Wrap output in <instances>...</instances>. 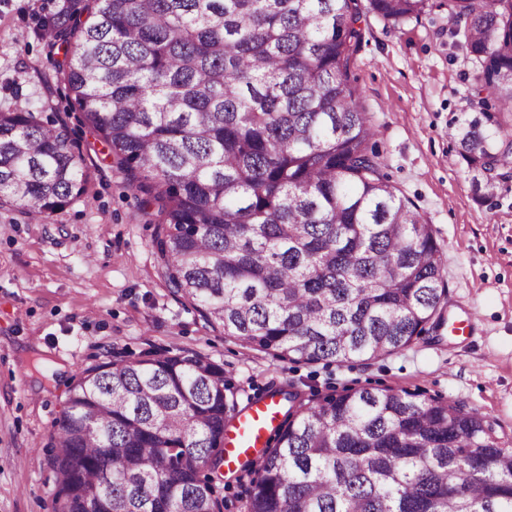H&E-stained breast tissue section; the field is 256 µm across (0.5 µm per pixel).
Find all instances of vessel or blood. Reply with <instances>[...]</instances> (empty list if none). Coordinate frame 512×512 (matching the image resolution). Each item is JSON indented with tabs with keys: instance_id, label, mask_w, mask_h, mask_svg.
<instances>
[{
	"instance_id": "obj_1",
	"label": "vessel or blood",
	"mask_w": 512,
	"mask_h": 512,
	"mask_svg": "<svg viewBox=\"0 0 512 512\" xmlns=\"http://www.w3.org/2000/svg\"><path fill=\"white\" fill-rule=\"evenodd\" d=\"M279 418L280 410L275 400L252 404L241 414L234 436L224 444L225 465L235 468L247 461H258L260 450L276 431Z\"/></svg>"
}]
</instances>
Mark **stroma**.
Instances as JSON below:
<instances>
[{
  "instance_id": "35a3bbf8",
  "label": "stroma",
  "mask_w": 512,
  "mask_h": 512,
  "mask_svg": "<svg viewBox=\"0 0 512 512\" xmlns=\"http://www.w3.org/2000/svg\"><path fill=\"white\" fill-rule=\"evenodd\" d=\"M67 0H0V112L65 123L84 193L48 221L0 205V512H51L50 435L70 385L107 355L195 351L222 364L240 408L275 390L422 391L479 409L512 448V180L477 197L456 120L477 73L433 8L393 25L367 13L351 67L390 182L430 224L448 279L440 339L341 365L291 363L205 325L163 281L140 195L68 99L62 47L37 33ZM65 361V374L48 361Z\"/></svg>"
}]
</instances>
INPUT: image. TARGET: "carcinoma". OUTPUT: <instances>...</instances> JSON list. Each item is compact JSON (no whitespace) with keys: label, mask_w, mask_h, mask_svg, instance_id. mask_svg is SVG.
Segmentation results:
<instances>
[{"label":"carcinoma","mask_w":512,"mask_h":512,"mask_svg":"<svg viewBox=\"0 0 512 512\" xmlns=\"http://www.w3.org/2000/svg\"><path fill=\"white\" fill-rule=\"evenodd\" d=\"M479 64L457 128L480 179L512 170V0H445ZM432 0H368L395 25ZM360 0H92L40 22L69 35L62 73L142 210L167 286L204 323L292 362L401 351L440 327L433 229L383 172L351 82ZM63 123L0 112V202L43 221L84 191ZM288 403L244 512H512V451L486 416L367 388ZM224 368L148 352L84 368L52 434V512H222Z\"/></svg>","instance_id":"1"}]
</instances>
